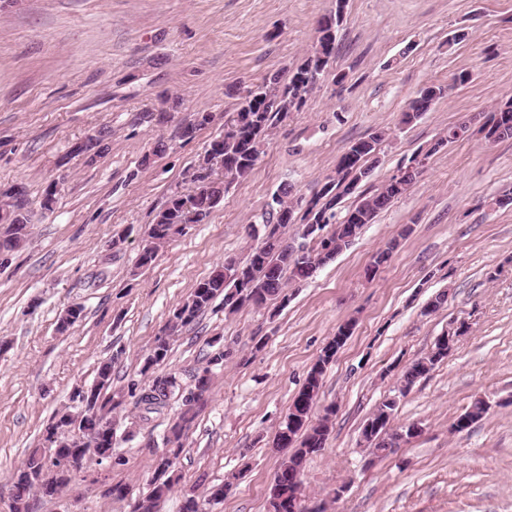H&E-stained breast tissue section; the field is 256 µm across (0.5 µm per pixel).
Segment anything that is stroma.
Listing matches in <instances>:
<instances>
[{
	"label": "stroma",
	"instance_id": "stroma-1",
	"mask_svg": "<svg viewBox=\"0 0 512 512\" xmlns=\"http://www.w3.org/2000/svg\"><path fill=\"white\" fill-rule=\"evenodd\" d=\"M335 0H0V189L23 186L32 235L0 270V501L9 477L41 444L71 393L114 359L115 385L136 376L170 311L225 257H245L272 194L310 198L354 140L389 137L380 161L336 208L345 214L449 127L512 99V0H346L335 56L302 111L273 128L254 170L209 219L136 259L155 214L189 193L193 171L224 131L239 92L287 74L311 47ZM469 80L453 84L456 73ZM446 87L419 119L401 116L419 90ZM167 122L148 123L164 97ZM210 125L182 139L196 115ZM107 128L108 153L89 164L75 142ZM168 144L159 156L157 141ZM56 187L52 212L40 203ZM512 139L482 134L429 158L409 192L312 277L289 283L288 303L205 313L183 329L162 370L190 385L214 339L232 344L177 463L181 480L162 512H179L185 490L232 481L213 512H269L283 459L272 446L279 422L337 328L352 336L328 366L320 406L335 405L324 448L303 472L307 507L325 512H512ZM123 237L120 249L112 240ZM399 246L376 275L375 254ZM434 312L427 304L439 293ZM82 321L58 333L71 305ZM466 323L447 357L406 393L398 386L450 327ZM396 399L394 425L422 432L384 458L369 455L362 430ZM487 415L453 428L475 400ZM127 406L120 466L87 461L57 498L36 512H129L116 482L139 496L154 472L168 416L137 422Z\"/></svg>",
	"mask_w": 512,
	"mask_h": 512
}]
</instances>
